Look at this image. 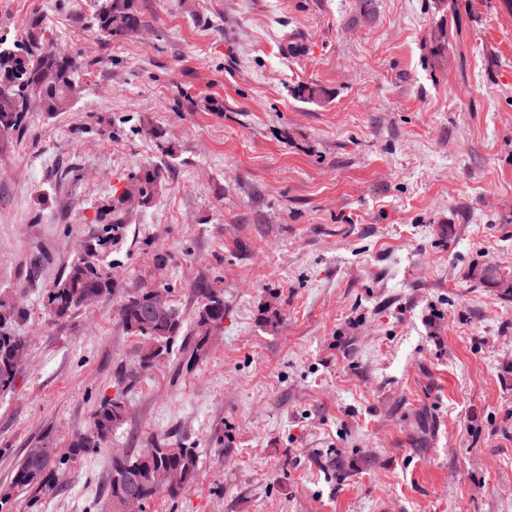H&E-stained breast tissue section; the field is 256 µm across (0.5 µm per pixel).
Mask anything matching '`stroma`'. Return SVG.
I'll return each mask as SVG.
<instances>
[{
    "mask_svg": "<svg viewBox=\"0 0 512 512\" xmlns=\"http://www.w3.org/2000/svg\"><path fill=\"white\" fill-rule=\"evenodd\" d=\"M138 6L140 31L111 40L96 0H0V34L41 16L83 62L72 111L32 113L0 153V296L29 339L0 393V486L25 449L65 450L102 400L125 406L109 449L13 512H91L113 450L167 438L194 444L199 474L143 512H512V291L479 276L512 281V13L502 0ZM145 163L159 195L112 212ZM106 211L125 291L166 289L189 330L199 287L223 290L193 369L175 349L139 370L118 297L46 314L44 291Z\"/></svg>",
    "mask_w": 512,
    "mask_h": 512,
    "instance_id": "1",
    "label": "stroma"
}]
</instances>
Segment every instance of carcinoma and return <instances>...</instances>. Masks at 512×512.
<instances>
[{"label":"carcinoma","mask_w":512,"mask_h":512,"mask_svg":"<svg viewBox=\"0 0 512 512\" xmlns=\"http://www.w3.org/2000/svg\"><path fill=\"white\" fill-rule=\"evenodd\" d=\"M94 23L98 31L112 40L136 34L143 20L136 0H102ZM81 66L79 55L54 47L39 18L30 21L22 41H11L0 35V81L6 79L12 83L10 88L0 89V152L25 128L30 102H37L39 111L49 117L70 110L80 94L73 76ZM162 180V171L157 166L150 163L139 166L126 178L112 209L127 210L133 201L139 207L149 205L159 193ZM111 245L110 237L88 242L84 252L72 259L62 277L46 289L43 307L50 317L62 319L82 307L89 297L121 295L118 308L121 323L127 334L137 337V365L147 371L172 351L174 340L182 335L184 323L172 306L165 312L151 309L155 289L143 287L125 292L118 287L112 279V264L104 258ZM201 298L191 341L182 347L183 365L189 369L205 354L212 329L224 320L223 291L204 288ZM18 317L17 306L0 298V392L11 389L22 364L18 352L29 348L27 337L11 331ZM124 418L123 402L105 400L93 412L88 430L73 437L62 456H57L55 450L41 459L23 453L11 481L0 488V512H6L16 492L52 487L54 470L65 462L74 461L90 450L108 447L112 433ZM198 469L196 448L177 440L163 444L154 440L137 454L115 451L110 477L102 492L104 505L111 512H119V504L129 492V478L133 475L137 477L136 487L142 502L159 494L175 498L195 482ZM167 470L182 472L184 481L176 486L163 485L160 476Z\"/></svg>","instance_id":"1"}]
</instances>
